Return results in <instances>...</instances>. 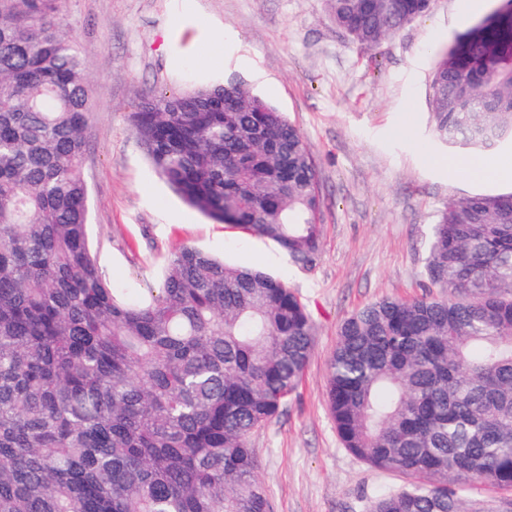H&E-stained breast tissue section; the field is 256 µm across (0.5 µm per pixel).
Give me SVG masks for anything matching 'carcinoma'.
Listing matches in <instances>:
<instances>
[{"label": "carcinoma", "mask_w": 512, "mask_h": 512, "mask_svg": "<svg viewBox=\"0 0 512 512\" xmlns=\"http://www.w3.org/2000/svg\"><path fill=\"white\" fill-rule=\"evenodd\" d=\"M325 6L364 49L429 12ZM437 55L435 136L474 154L512 141V14ZM131 119L188 205L316 260V168L275 106L231 77L147 96ZM90 123L58 0H0V512H269L248 440L298 384L309 312L284 281L190 246L157 289L107 282L88 230ZM424 271L448 294L385 297L342 323L329 409L345 448L418 478L367 512H496L465 487L512 488V192L448 203Z\"/></svg>", "instance_id": "1"}]
</instances>
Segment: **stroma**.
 <instances>
[{
	"label": "stroma",
	"instance_id": "obj_1",
	"mask_svg": "<svg viewBox=\"0 0 512 512\" xmlns=\"http://www.w3.org/2000/svg\"><path fill=\"white\" fill-rule=\"evenodd\" d=\"M501 0H435L432 11L366 50L325 0H61L84 61L92 122L83 158L89 232L117 288L158 286L184 246L285 281L314 326L309 360L279 414L250 437L270 512H366L407 484L343 447L326 401L342 322L384 297L442 296L424 274L430 227L448 202L512 191L445 163L429 94L436 49ZM235 76L284 112L316 166L321 250L296 265L274 242L215 222L151 166L130 114L150 92Z\"/></svg>",
	"mask_w": 512,
	"mask_h": 512
}]
</instances>
